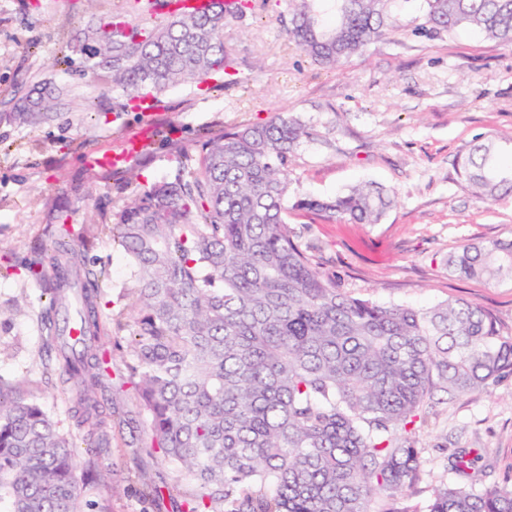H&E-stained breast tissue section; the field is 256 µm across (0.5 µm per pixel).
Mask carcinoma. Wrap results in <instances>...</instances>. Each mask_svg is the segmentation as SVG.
Wrapping results in <instances>:
<instances>
[{
  "instance_id": "cac0c4a2",
  "label": "carcinoma",
  "mask_w": 512,
  "mask_h": 512,
  "mask_svg": "<svg viewBox=\"0 0 512 512\" xmlns=\"http://www.w3.org/2000/svg\"><path fill=\"white\" fill-rule=\"evenodd\" d=\"M287 33L312 61L340 68L397 27L400 0H289ZM125 0L71 36L68 61L118 93L113 108L159 102L168 89L219 81L236 71L224 28L242 4L210 0L169 9L170 0ZM474 28L512 47V0H424L415 31ZM71 91L45 88L6 117L48 120ZM309 136L294 118L273 116L206 140L189 177L154 185L113 214L112 239L131 261L133 334L127 369L138 391L149 447L195 485L181 512H512V485L451 484L425 506L417 433L438 392L461 398L512 376V337L481 307L455 300L429 309L380 305L340 288L288 231V167ZM495 140L473 146L461 175L475 196L512 194ZM394 204L365 184L329 201L295 207L377 224ZM59 227L41 250L53 271L47 327L53 369L77 386L75 416L86 447L112 448L104 406L111 366L101 348L98 273ZM448 271L490 284L512 280V240L465 244ZM73 438L37 402L0 389V504L4 512H84ZM472 460L457 448L450 470Z\"/></svg>"
}]
</instances>
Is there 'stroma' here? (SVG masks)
Returning a JSON list of instances; mask_svg holds the SVG:
<instances>
[{"label":"stroma","mask_w":512,"mask_h":512,"mask_svg":"<svg viewBox=\"0 0 512 512\" xmlns=\"http://www.w3.org/2000/svg\"><path fill=\"white\" fill-rule=\"evenodd\" d=\"M256 7L224 30L238 73L223 86L168 91L158 108L118 112L113 94L68 69L71 33L89 15L70 0H0V113L43 83L71 85L86 100L40 125L0 120V388L36 400L63 433L79 430L76 395L53 369L42 329L49 308L50 268L35 267L53 225L72 226L71 246L101 273L100 324L130 318L133 282L123 249L107 226L113 213L151 185L173 180L183 151L200 152L203 133L268 120L299 118L311 135L289 168L291 194L325 199L374 182L396 196L377 224H351L289 210L288 229L322 271L337 274L354 297L422 309L464 299L490 313L512 336V283L460 279L445 264L467 243L512 240V197L477 199L460 175L474 143L512 140V48L462 31L416 32L421 0H406L401 29L371 43L342 70L312 63L292 42L288 0ZM119 157L103 177L102 159ZM422 467L416 502L456 481L453 449L473 452L477 484L512 482V378L439 403L418 432ZM101 483L85 498L108 512H178L194 489L149 452L144 432L121 427L101 459ZM150 486H168L155 506Z\"/></svg>","instance_id":"obj_1"}]
</instances>
